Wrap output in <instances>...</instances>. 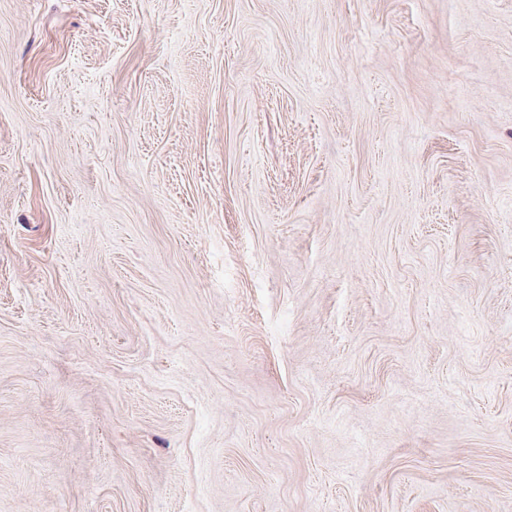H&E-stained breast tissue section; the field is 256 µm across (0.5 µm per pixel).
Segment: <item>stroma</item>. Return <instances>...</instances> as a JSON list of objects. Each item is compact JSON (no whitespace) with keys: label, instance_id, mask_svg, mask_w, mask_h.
<instances>
[{"label":"stroma","instance_id":"obj_1","mask_svg":"<svg viewBox=\"0 0 512 512\" xmlns=\"http://www.w3.org/2000/svg\"><path fill=\"white\" fill-rule=\"evenodd\" d=\"M0 512H512V0H0Z\"/></svg>","mask_w":512,"mask_h":512}]
</instances>
